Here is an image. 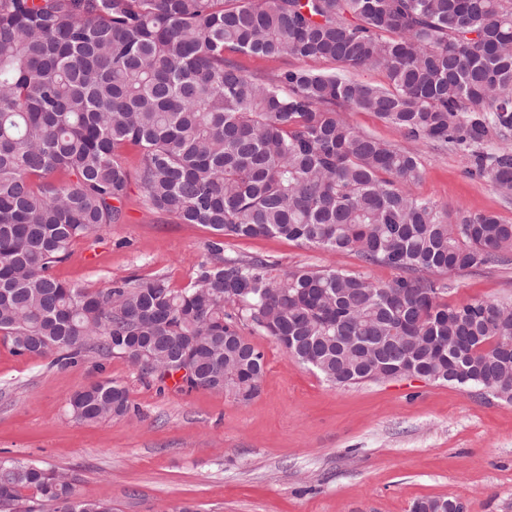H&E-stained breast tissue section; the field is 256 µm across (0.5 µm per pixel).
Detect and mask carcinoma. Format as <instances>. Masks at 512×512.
I'll return each mask as SVG.
<instances>
[{"label": "carcinoma", "mask_w": 512, "mask_h": 512, "mask_svg": "<svg viewBox=\"0 0 512 512\" xmlns=\"http://www.w3.org/2000/svg\"><path fill=\"white\" fill-rule=\"evenodd\" d=\"M236 54L342 72L250 74ZM365 68L386 84L351 77ZM345 107L460 151L470 176L512 195V0H0V333L17 355H112L161 379L189 354L190 387L247 402L265 366L240 333L250 324L336 387L421 366L512 402V306H450L434 280L509 261L512 224L415 194L418 154L356 130ZM493 136L503 146L488 148ZM128 144L142 151L133 173ZM133 179L151 209L211 230L193 281L57 279L76 240L120 221ZM226 236L351 252L403 276L280 274L225 257ZM68 408L99 422L131 404L107 381ZM1 502L112 512L68 474L6 457ZM413 512H448V499Z\"/></svg>", "instance_id": "obj_1"}]
</instances>
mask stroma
<instances>
[{
    "label": "stroma",
    "instance_id": "35a3bbf8",
    "mask_svg": "<svg viewBox=\"0 0 512 512\" xmlns=\"http://www.w3.org/2000/svg\"><path fill=\"white\" fill-rule=\"evenodd\" d=\"M416 194L512 223V199L469 176L461 155L417 146ZM208 228L146 207L130 184L119 223L78 239L53 272L92 290L162 275L187 286L206 255ZM230 258H263L277 272L335 266L386 284L398 270L284 238L224 239ZM441 301L512 303V262L438 275ZM265 355L250 403L143 374L93 354L59 366L20 356L0 337V456L71 474L80 497L113 512H411L454 498L464 512H512V403L423 378L334 387L270 337L245 325ZM124 384L131 415L75 421L67 400L98 382Z\"/></svg>",
    "mask_w": 512,
    "mask_h": 512
}]
</instances>
